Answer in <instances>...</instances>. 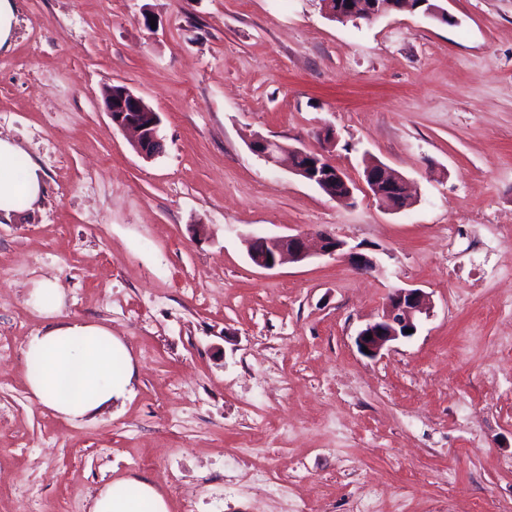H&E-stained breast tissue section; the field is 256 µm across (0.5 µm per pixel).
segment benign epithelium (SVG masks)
<instances>
[{
	"label": "benign epithelium",
	"mask_w": 512,
	"mask_h": 512,
	"mask_svg": "<svg viewBox=\"0 0 512 512\" xmlns=\"http://www.w3.org/2000/svg\"><path fill=\"white\" fill-rule=\"evenodd\" d=\"M425 7V14L441 18L443 14L431 0H323L325 14L332 20L347 22L375 21L394 12ZM104 109L112 123L128 133L132 147L145 159H152L162 152L159 136L161 119L144 100L129 87L119 95L107 87L103 96ZM249 150L274 166L286 165L303 180L318 187L332 199L346 201L353 195V188L345 175L325 155V149L310 150L292 147L263 136L249 143ZM364 181L368 191L377 201L392 211H402L412 206L406 180L387 165L368 160L364 166ZM320 254L340 256L355 269L369 273L379 269L376 258L363 251V246H349L340 238L321 234ZM264 244L258 252L252 245ZM248 257L253 266L271 270L285 263H302L313 256L310 240L305 233L276 237H251L248 239ZM426 293L420 288H395L389 294L378 320L367 324L356 337L358 348H367L374 357L391 343L409 337L407 329H417L421 315L427 313Z\"/></svg>",
	"instance_id": "benign-epithelium-1"
}]
</instances>
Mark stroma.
<instances>
[{"instance_id":"obj_1","label":"stroma","mask_w":512,"mask_h":512,"mask_svg":"<svg viewBox=\"0 0 512 512\" xmlns=\"http://www.w3.org/2000/svg\"><path fill=\"white\" fill-rule=\"evenodd\" d=\"M439 6L341 23L321 0H17L0 135L44 190L0 219V512L34 491L91 512L139 476L170 512H512V0ZM118 84L161 118L152 159L104 110ZM325 126L349 204L248 148L317 149ZM368 158L409 180L411 208L367 193ZM297 233L379 269L250 264L247 237ZM46 281L135 363L129 397L83 421L28 391ZM401 287L429 317L364 355L358 331ZM320 254L324 256H340L346 259L355 269L369 273L379 269L376 258L362 250V245L349 246V244L336 236L319 234Z\"/></svg>"}]
</instances>
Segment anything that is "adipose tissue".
Here are the masks:
<instances>
[{"label":"adipose tissue","instance_id":"obj_1","mask_svg":"<svg viewBox=\"0 0 512 512\" xmlns=\"http://www.w3.org/2000/svg\"><path fill=\"white\" fill-rule=\"evenodd\" d=\"M20 156L15 141L0 136V216L8 221L21 214L17 198L35 204L43 188V173L34 162L28 163L22 182L12 179ZM31 300L52 319L27 343V386L33 397L70 420L94 416L126 399L135 365L124 341L97 323L60 320L61 296L51 284L34 289ZM92 512H169V504L150 479H117L99 492Z\"/></svg>","mask_w":512,"mask_h":512}]
</instances>
